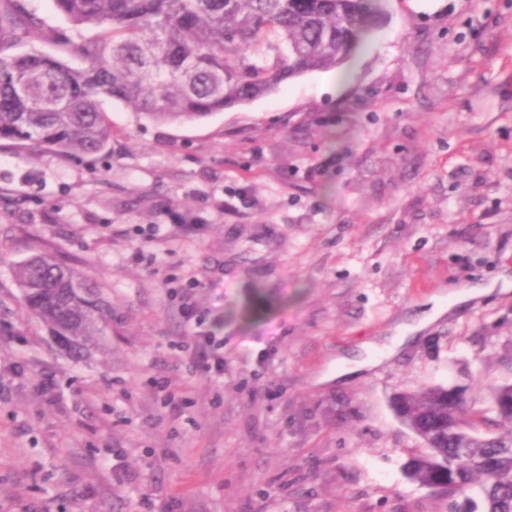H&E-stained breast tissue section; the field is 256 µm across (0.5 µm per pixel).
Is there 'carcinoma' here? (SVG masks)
I'll list each match as a JSON object with an SVG mask.
<instances>
[{
    "mask_svg": "<svg viewBox=\"0 0 512 512\" xmlns=\"http://www.w3.org/2000/svg\"><path fill=\"white\" fill-rule=\"evenodd\" d=\"M74 30L42 31L22 0H0V142L62 157L112 142L101 103L120 100L155 122L202 119L275 90L286 79L344 64L377 27L387 0H54ZM43 32L60 54L19 50ZM76 52L85 66H69ZM27 309L80 362L107 329L111 303L93 277L48 253L14 264ZM415 387L393 400L424 449L405 464L412 482L472 512H512V383Z\"/></svg>",
    "mask_w": 512,
    "mask_h": 512,
    "instance_id": "obj_1",
    "label": "carcinoma"
}]
</instances>
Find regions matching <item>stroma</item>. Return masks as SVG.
I'll return each mask as SVG.
<instances>
[{"instance_id":"1","label":"stroma","mask_w":512,"mask_h":512,"mask_svg":"<svg viewBox=\"0 0 512 512\" xmlns=\"http://www.w3.org/2000/svg\"><path fill=\"white\" fill-rule=\"evenodd\" d=\"M102 109V158L0 145V512H448L392 399L512 382V0H389L344 65L203 120ZM40 250L112 303L83 362L9 267ZM192 275L220 383L184 347Z\"/></svg>"}]
</instances>
